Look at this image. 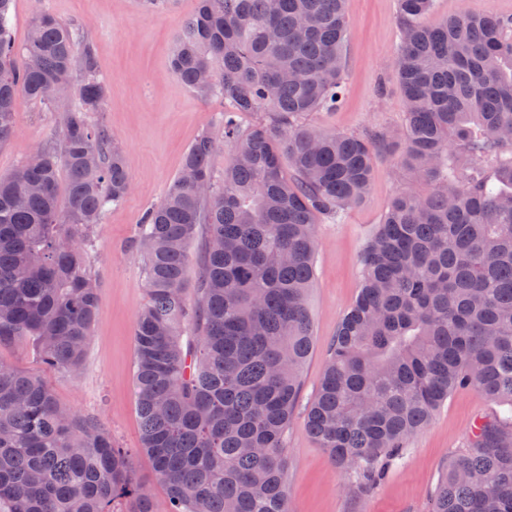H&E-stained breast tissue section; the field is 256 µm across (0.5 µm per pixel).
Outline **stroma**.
Listing matches in <instances>:
<instances>
[{
	"label": "stroma",
	"instance_id": "obj_1",
	"mask_svg": "<svg viewBox=\"0 0 512 512\" xmlns=\"http://www.w3.org/2000/svg\"><path fill=\"white\" fill-rule=\"evenodd\" d=\"M197 6L198 0H167L148 11L141 0H14L11 11L16 46H24L34 18L43 11L74 24L79 42L93 44L107 97L102 111L90 113L89 120L106 127L124 150L132 188L93 232L90 253L101 280L100 311L80 375L48 368L20 346L1 347L0 360L40 377L63 408L99 418L118 444L134 449V478L160 501L165 489L150 461L137 452L133 329L148 294L143 255L132 241L142 215L162 201L194 140L202 135L224 139L223 104L197 95L170 64L182 26ZM467 8L507 16L512 15V0H434L427 20L437 23ZM347 12L345 95L336 110L314 113L312 120L329 131L396 132L406 112L394 74L398 0H347ZM80 105L75 91L54 109L20 98L14 134L0 144V175L18 168L32 149L58 147L61 111ZM425 189L398 153L379 155L364 202L339 222L318 225L315 279L308 295L315 346L303 367L301 394L287 433L290 512H430L443 467L466 449L474 423L496 410L477 388L453 391L365 496L351 487L305 427L329 346L360 288V256L367 241L397 195Z\"/></svg>",
	"mask_w": 512,
	"mask_h": 512
}]
</instances>
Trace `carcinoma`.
I'll return each instance as SVG.
<instances>
[{"label":"carcinoma","instance_id":"cac0c4a2","mask_svg":"<svg viewBox=\"0 0 512 512\" xmlns=\"http://www.w3.org/2000/svg\"><path fill=\"white\" fill-rule=\"evenodd\" d=\"M345 2L199 0L176 41L175 74L224 102V143L195 140L134 239L148 290L134 326L137 452L163 510L97 418L0 362V512H288L316 224L360 204L375 156L394 147L428 189L395 197L367 243L305 425L366 493L453 389L475 387L500 411L443 468L431 512H512V16L470 10L433 26V0H399L407 112L390 140L305 122L342 99ZM12 3L0 0V144L21 93L54 105L56 86L76 84L81 107L63 112L58 149L0 176V347L76 376L100 302L85 245L131 180L110 131L89 122L106 99L93 47L76 52L73 25L41 13L16 48ZM247 113L265 118L245 128ZM198 224L210 235L190 288ZM133 468L135 481L139 484L146 485L157 500L163 501L165 498V489L164 486L156 480L150 461L141 454H135L133 457Z\"/></svg>","mask_w":512,"mask_h":512}]
</instances>
